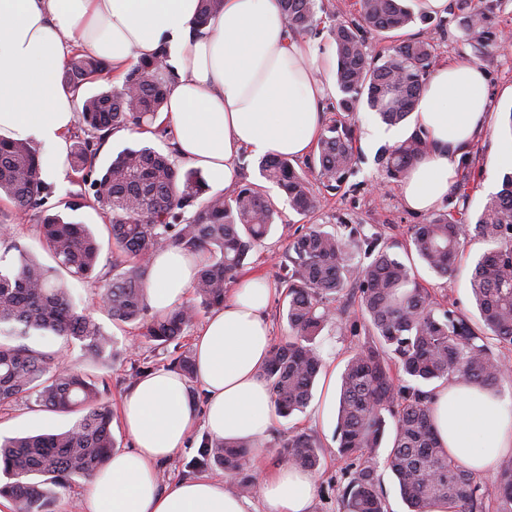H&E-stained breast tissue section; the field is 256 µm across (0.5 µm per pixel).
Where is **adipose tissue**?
I'll list each match as a JSON object with an SVG mask.
<instances>
[{"label":"adipose tissue","instance_id":"ef3b65f1","mask_svg":"<svg viewBox=\"0 0 512 512\" xmlns=\"http://www.w3.org/2000/svg\"><path fill=\"white\" fill-rule=\"evenodd\" d=\"M198 0H0V135L38 139L52 149L41 168L61 174L80 99L61 80L73 49L108 60L120 82L142 59L165 56L176 77L163 116L176 158L209 184L234 190L242 153L308 154L322 132L324 104L336 94V49L330 41L290 35L280 0H224L196 28ZM484 70L435 62L414 117L432 143L404 176L410 211L426 214L448 196L464 153L492 121ZM198 257L157 250L148 271V302L164 314L183 304ZM272 288L248 279L194 337L196 408L187 379L170 369L140 377L121 416L133 448L113 452L83 496V512H310L316 477L277 464L259 483V503L207 477L160 485L158 468L185 448L195 429L215 439L262 446L276 413L263 368L272 345L265 318ZM449 454L476 473L512 455V395L442 385L432 406Z\"/></svg>","mask_w":512,"mask_h":512}]
</instances>
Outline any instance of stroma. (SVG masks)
Returning a JSON list of instances; mask_svg holds the SVG:
<instances>
[{
    "label": "stroma",
    "mask_w": 512,
    "mask_h": 512,
    "mask_svg": "<svg viewBox=\"0 0 512 512\" xmlns=\"http://www.w3.org/2000/svg\"><path fill=\"white\" fill-rule=\"evenodd\" d=\"M510 30L512 0H498L486 21L485 36L481 41L462 37L451 15L445 16L443 27L417 22L403 32L407 38L425 33L435 46L437 59L474 63L485 70L494 117L485 136L474 143L472 156L476 166L481 167L483 176L494 177L498 182L502 181L506 169L494 166V146L512 139V51L506 52L500 47L502 34ZM412 130V125L406 124L394 127L392 135L380 140L357 142L358 160L347 188L336 194H321L317 210L307 220L330 227L342 222L360 224L367 229L376 228L392 240L405 241L408 226L420 223L421 218L405 208L398 185L385 183L376 155L381 146L394 143ZM267 191L280 208L281 218L262 246L251 253L248 274L277 286L284 275V253L290 242V231L307 220L289 208L277 187L268 186ZM39 222V213L31 211L20 217L14 216L12 221L0 226V253H5L7 262L17 261L18 252L23 249L41 262L50 263L49 254L39 241ZM489 248L488 242L475 236L473 231H466L463 251L452 276L442 279L421 266L417 269L418 279L439 302L455 305L471 319H478L470 290V276L478 258ZM65 282L79 308L93 313L105 332L114 337L118 347L131 349L137 358L156 366L166 364L165 354L151 350L148 345L135 343L128 325L113 323L103 312L97 284L70 276ZM362 341V336L350 335L337 322L322 330L316 338V345L322 360L328 365L327 373L320 375L315 383L306 409L288 418H277L264 443L263 455L267 465L271 466L279 461L280 443L289 432L305 431L319 436L321 463L315 472L317 483L311 512H338L339 495L348 481L345 464L336 455L334 431L340 376L352 350ZM28 344L35 349L57 353L65 364L95 375L97 381L105 385V401L116 412L120 410L131 386L129 363L90 364L78 342L50 334L32 336ZM75 420V415L42 411L20 398L0 406V440L52 430L63 431Z\"/></svg>",
    "instance_id": "obj_1"
}]
</instances>
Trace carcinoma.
<instances>
[{
	"mask_svg": "<svg viewBox=\"0 0 512 512\" xmlns=\"http://www.w3.org/2000/svg\"><path fill=\"white\" fill-rule=\"evenodd\" d=\"M224 0H199L198 23L204 24ZM290 34H311L317 27V0H281ZM358 17L329 29L336 44V82L342 94L339 108L348 115L361 102L388 125L404 122L414 112L425 79L434 64L433 44L419 34L399 40L396 32L416 22L401 0H358ZM461 24L471 39L484 37L490 0H455ZM388 43L382 55L366 50L364 32ZM161 60H142L128 71L123 86L87 97L84 87L102 78L111 64L101 58L74 54L64 66L63 86L83 97L77 124L84 138L74 142L68 164L76 182L86 170L101 140L114 131L136 128L154 134L163 123L166 84ZM354 128L345 118L321 133L307 169L286 157H263L260 176L277 186L289 207L303 218L318 207L310 177L333 193L344 188L355 164ZM431 142L421 128L403 140L384 146L377 163L391 183L402 180L410 166L429 151ZM467 170L452 186L450 207L408 228V247L440 278L448 277L468 228L494 245L475 264L471 293L479 312L477 325L462 311L444 307L416 280L414 267L390 252L379 231L342 224L327 231L321 224L301 227L288 244L282 278L287 299L288 339L271 346L263 376L277 415L289 417L307 405L322 369L316 336L337 319V306L349 289L357 294L360 320L349 324L351 335L363 330L370 340L354 348L340 381L335 428L337 457L347 462L348 483L342 490L340 512H388L372 454L393 426L384 467L396 477L401 498L410 512H512V467L499 472L497 507H492L474 473L448 455L433 425L434 384H464L493 391L509 374L494 353L492 341L512 346V175L499 193L471 218L455 205L477 184L470 158ZM47 190L39 151L29 141L0 138V193L18 212L39 209ZM92 206L104 212L112 239V274L95 273L100 245L90 228L59 214L37 225L42 246L56 266L42 264L25 251L16 263L0 268V403L32 399L49 412L77 413L65 431L0 441V497L11 512H51L58 490L77 478L90 479L117 448L112 434V409L101 400L97 381L74 370L52 352H38L14 340L50 332L80 343L89 361L115 359L113 337L91 315L77 310L57 278L72 277L100 284L103 309L112 321L131 324L142 343L163 349L179 343L202 309L224 305L231 285L239 281L248 254L271 232L278 209L263 187L240 182L230 193H210L201 173L181 169L171 157L152 146L125 148L91 183ZM175 247L187 254L202 252L191 301L147 318L148 268L152 254ZM195 359L183 351L167 368L194 380ZM247 442L203 437L190 468H214L241 494L254 488L249 471L258 465ZM281 457L313 469L320 461L321 442L307 432H292L282 444Z\"/></svg>",
	"mask_w": 512,
	"mask_h": 512,
	"instance_id": "cac0c4a2",
	"label": "carcinoma"
}]
</instances>
